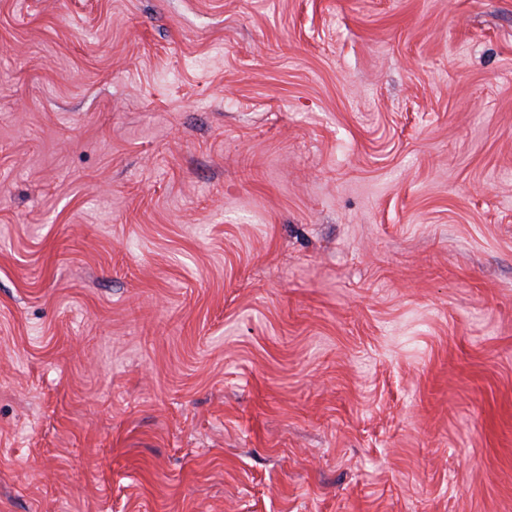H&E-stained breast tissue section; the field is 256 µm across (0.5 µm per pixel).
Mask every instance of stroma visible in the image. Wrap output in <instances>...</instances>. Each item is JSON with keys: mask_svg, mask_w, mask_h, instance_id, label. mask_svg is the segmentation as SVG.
I'll use <instances>...</instances> for the list:
<instances>
[{"mask_svg": "<svg viewBox=\"0 0 512 512\" xmlns=\"http://www.w3.org/2000/svg\"><path fill=\"white\" fill-rule=\"evenodd\" d=\"M0 512H512V0H0Z\"/></svg>", "mask_w": 512, "mask_h": 512, "instance_id": "35a3bbf8", "label": "stroma"}]
</instances>
